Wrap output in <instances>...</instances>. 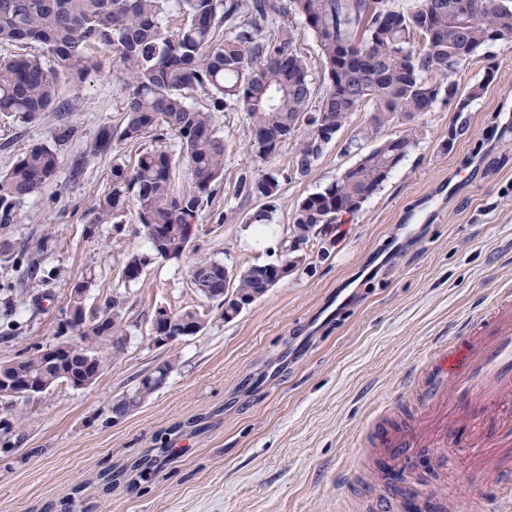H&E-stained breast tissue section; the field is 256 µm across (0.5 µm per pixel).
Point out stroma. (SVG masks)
I'll return each instance as SVG.
<instances>
[{
	"label": "stroma",
	"mask_w": 512,
	"mask_h": 512,
	"mask_svg": "<svg viewBox=\"0 0 512 512\" xmlns=\"http://www.w3.org/2000/svg\"><path fill=\"white\" fill-rule=\"evenodd\" d=\"M100 71L80 89L74 112L50 110L23 125L0 114V173L60 126L72 137L62 168L26 203L15 224H0V313L15 308L14 335L0 337V362L26 339L52 344L70 286L94 277L87 313L119 295L126 301L124 354L88 389L59 385L25 399L0 395V417L25 418L11 451L0 450V512H44L74 499L75 512H402L383 508V457L359 468V439L375 412L391 406L408 417L419 399L404 390L408 375L435 344L458 336L494 288L512 286V44L480 53L463 71L462 87L494 78L468 112L465 135L448 140L453 106L422 118L426 133L383 186L346 224L304 244L309 265L224 321L215 303L193 290L188 269L205 255L233 266L270 262L289 237L296 203L325 187L355 155L332 143L303 179H287L292 151L270 167L281 173L280 198L269 229L248 223L256 201L234 198L240 174L261 163L244 148L241 113H216L223 135L224 183L204 209L197 237L180 261L149 264L138 281L123 267L148 244L127 203L122 233L93 223L92 209L112 189L115 158L134 163L136 149L105 154L86 149L102 129L120 127L125 92L111 52H96ZM233 221H225V211ZM54 247L41 254L45 236ZM40 257L28 287L37 305L5 290L25 277L19 250ZM197 309L207 315L198 335L155 345L150 323L157 308ZM165 360L174 368L163 388L140 409L104 425L114 400ZM170 447L149 479L104 486V470L120 471L153 449ZM494 475L471 478L451 448H422L401 478L409 497L432 500L445 512H472Z\"/></svg>",
	"instance_id": "obj_1"
}]
</instances>
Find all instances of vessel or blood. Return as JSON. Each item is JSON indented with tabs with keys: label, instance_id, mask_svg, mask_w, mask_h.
Instances as JSON below:
<instances>
[{
	"label": "vessel or blood",
	"instance_id": "b4317fda",
	"mask_svg": "<svg viewBox=\"0 0 512 512\" xmlns=\"http://www.w3.org/2000/svg\"><path fill=\"white\" fill-rule=\"evenodd\" d=\"M425 383L421 424H403L389 410L375 414L360 436V460L381 450L392 467L417 448H443L466 424L462 449L470 473L491 472L496 491L478 503L479 512H512V412L486 417L492 401H512V290L494 289L486 307L467 322L465 335L428 351L417 373Z\"/></svg>",
	"mask_w": 512,
	"mask_h": 512
}]
</instances>
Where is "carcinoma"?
<instances>
[{
	"instance_id": "carcinoma-1",
	"label": "carcinoma",
	"mask_w": 512,
	"mask_h": 512,
	"mask_svg": "<svg viewBox=\"0 0 512 512\" xmlns=\"http://www.w3.org/2000/svg\"><path fill=\"white\" fill-rule=\"evenodd\" d=\"M317 46V60L301 52L299 34ZM512 43V0H0V44L30 51L0 58V113L32 123L56 107L62 83L82 84L101 62L95 48L113 52L127 99L119 135L103 132L93 153L112 141L138 145L133 166L112 165V190L98 200L94 223L108 224L134 197L136 219L150 254H131L127 279L137 281L153 259L178 261L190 248L200 212L224 180L226 143L216 112H242L248 121L246 151L269 163L290 145L291 174L310 175L324 150L367 112L365 124L345 150L361 154L336 180L300 200L292 213L291 239L275 263L287 264L296 245L356 215L383 186L423 135L419 118L439 103H455L448 141L467 129L464 112L493 78L460 93L458 76L478 52ZM365 60V67L355 59ZM207 95L205 108L194 94ZM400 128L385 137L390 127ZM72 131L63 127L50 143L29 147L0 174V224L18 221L27 201L54 181L62 167L61 145ZM179 147L174 153L169 142ZM372 144L364 154L362 146ZM190 176L179 185L180 166ZM279 175L243 174L238 196L263 204L249 224H271L279 199ZM267 264L235 268L233 289L252 302L262 298ZM195 292L224 306V262L200 256L189 268ZM81 294H69L57 325V344L78 336V354L57 365L45 347L25 346L0 363V378L35 379L46 387L65 381L75 389L93 385L105 367L124 353V301L89 316ZM173 370L169 361L141 378L118 402L132 412L159 390ZM18 417L0 420V444L11 449L21 429ZM157 460L144 457L129 471L148 479Z\"/></svg>"
}]
</instances>
